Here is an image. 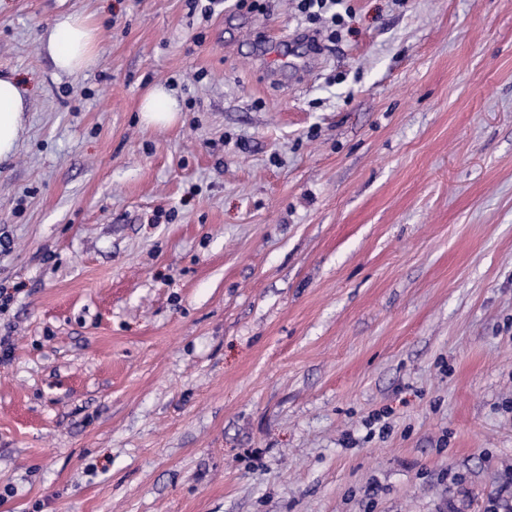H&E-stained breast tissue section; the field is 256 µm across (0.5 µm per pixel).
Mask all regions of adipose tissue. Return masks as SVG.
I'll return each instance as SVG.
<instances>
[{
  "instance_id": "adipose-tissue-1",
  "label": "adipose tissue",
  "mask_w": 512,
  "mask_h": 512,
  "mask_svg": "<svg viewBox=\"0 0 512 512\" xmlns=\"http://www.w3.org/2000/svg\"><path fill=\"white\" fill-rule=\"evenodd\" d=\"M42 48L55 70L73 74L91 68L97 59V27L87 16L58 15L42 38ZM178 101L156 86L142 100V120L149 126H170L178 119ZM27 99L20 83L0 77V161L13 157L26 129Z\"/></svg>"
}]
</instances>
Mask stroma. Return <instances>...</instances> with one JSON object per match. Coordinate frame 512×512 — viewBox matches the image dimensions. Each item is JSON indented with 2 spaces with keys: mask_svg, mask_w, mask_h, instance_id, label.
Here are the masks:
<instances>
[{
  "mask_svg": "<svg viewBox=\"0 0 512 512\" xmlns=\"http://www.w3.org/2000/svg\"><path fill=\"white\" fill-rule=\"evenodd\" d=\"M344 3L314 43L293 0H0V512L512 494V0ZM55 70L73 74L91 68L97 59V27L89 16L58 15L41 39ZM27 99L20 83L0 76V161L13 157L26 129ZM179 111L177 98L163 86H154L143 97L142 120L148 126H171Z\"/></svg>",
  "mask_w": 512,
  "mask_h": 512,
  "instance_id": "1",
  "label": "stroma"
}]
</instances>
